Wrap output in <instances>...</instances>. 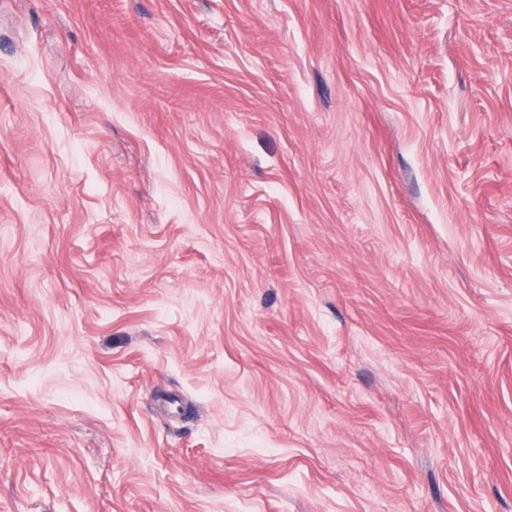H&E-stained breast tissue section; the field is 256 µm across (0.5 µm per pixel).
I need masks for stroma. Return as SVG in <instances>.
<instances>
[{
	"mask_svg": "<svg viewBox=\"0 0 512 512\" xmlns=\"http://www.w3.org/2000/svg\"><path fill=\"white\" fill-rule=\"evenodd\" d=\"M0 512H512V0H0Z\"/></svg>",
	"mask_w": 512,
	"mask_h": 512,
	"instance_id": "obj_1",
	"label": "stroma"
}]
</instances>
